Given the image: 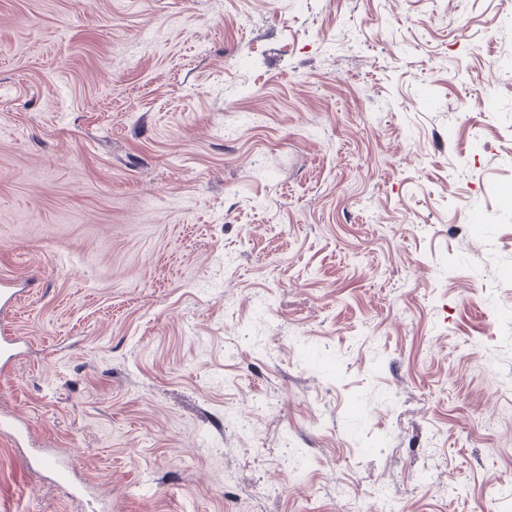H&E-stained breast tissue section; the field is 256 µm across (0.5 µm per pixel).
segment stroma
I'll list each match as a JSON object with an SVG mask.
<instances>
[{
    "instance_id": "1",
    "label": "stroma",
    "mask_w": 512,
    "mask_h": 512,
    "mask_svg": "<svg viewBox=\"0 0 512 512\" xmlns=\"http://www.w3.org/2000/svg\"><path fill=\"white\" fill-rule=\"evenodd\" d=\"M0 512H512V0H0Z\"/></svg>"
}]
</instances>
